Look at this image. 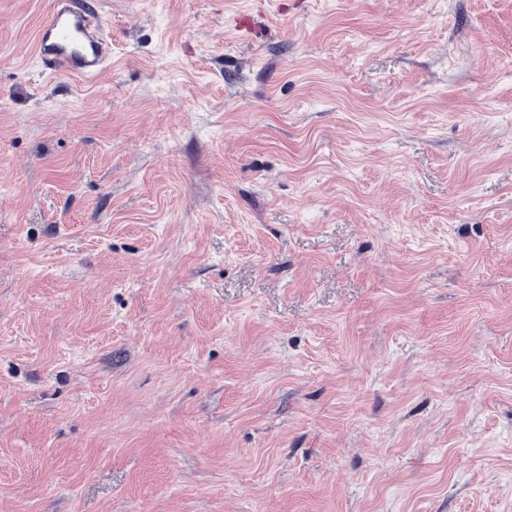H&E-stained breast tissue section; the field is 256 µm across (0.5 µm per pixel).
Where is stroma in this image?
Instances as JSON below:
<instances>
[{
	"mask_svg": "<svg viewBox=\"0 0 512 512\" xmlns=\"http://www.w3.org/2000/svg\"><path fill=\"white\" fill-rule=\"evenodd\" d=\"M0 0V512H512V0ZM35 57L43 74L97 77L112 61V40L94 1L54 0L36 35Z\"/></svg>",
	"mask_w": 512,
	"mask_h": 512,
	"instance_id": "obj_1",
	"label": "stroma"
}]
</instances>
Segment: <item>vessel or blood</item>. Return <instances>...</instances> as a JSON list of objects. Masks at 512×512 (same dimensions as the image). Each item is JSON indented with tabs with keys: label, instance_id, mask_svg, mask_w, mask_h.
I'll return each mask as SVG.
<instances>
[{
	"label": "vessel or blood",
	"instance_id": "vessel-or-blood-1",
	"mask_svg": "<svg viewBox=\"0 0 512 512\" xmlns=\"http://www.w3.org/2000/svg\"><path fill=\"white\" fill-rule=\"evenodd\" d=\"M35 57L46 74L97 77L112 61V40L94 0H53L36 35Z\"/></svg>",
	"mask_w": 512,
	"mask_h": 512
}]
</instances>
